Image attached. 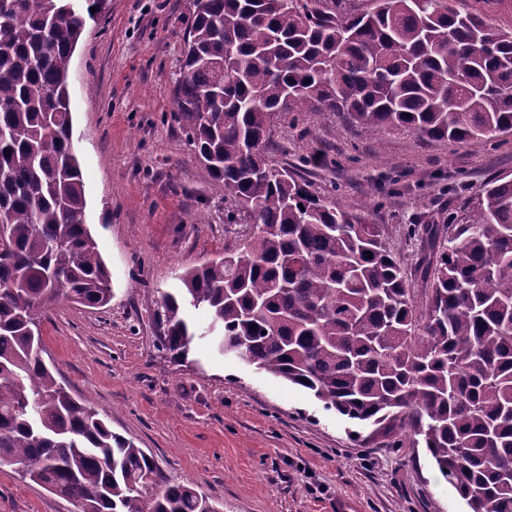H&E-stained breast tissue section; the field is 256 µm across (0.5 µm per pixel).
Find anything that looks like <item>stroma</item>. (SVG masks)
Returning a JSON list of instances; mask_svg holds the SVG:
<instances>
[{
  "label": "stroma",
  "mask_w": 512,
  "mask_h": 512,
  "mask_svg": "<svg viewBox=\"0 0 512 512\" xmlns=\"http://www.w3.org/2000/svg\"><path fill=\"white\" fill-rule=\"evenodd\" d=\"M190 0H106L70 65L73 146L86 221L112 276L102 308L46 312L43 357L73 396L151 455L160 483L189 482L220 512H465L424 448L397 430L355 428L302 388L199 342L188 363L161 348L159 294L185 267L237 245L224 189L205 179L170 114ZM269 160L380 227L414 290V224H446L466 194L512 178V133L463 144L404 130L375 135L338 112L272 128ZM68 501L0 468V512H73Z\"/></svg>",
  "instance_id": "35a3bbf8"
}]
</instances>
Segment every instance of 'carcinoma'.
I'll use <instances>...</instances> for the list:
<instances>
[{
	"mask_svg": "<svg viewBox=\"0 0 512 512\" xmlns=\"http://www.w3.org/2000/svg\"><path fill=\"white\" fill-rule=\"evenodd\" d=\"M369 2L193 0L171 118L224 187L225 222L251 233L161 293L162 348L180 362L203 340L234 348L326 410L407 432L468 512H512V179L415 229L420 304L377 225L267 159L295 112L453 142L512 132V31L453 0ZM84 26L72 0H0V467L76 512H218L191 484L158 485L153 459L41 358L52 303L112 300L72 147Z\"/></svg>",
	"mask_w": 512,
	"mask_h": 512,
	"instance_id": "obj_1",
	"label": "carcinoma"
}]
</instances>
